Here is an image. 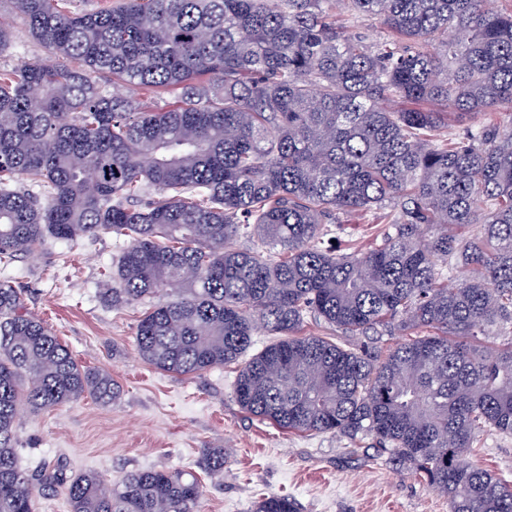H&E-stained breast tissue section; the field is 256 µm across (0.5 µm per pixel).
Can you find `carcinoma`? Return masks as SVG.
Masks as SVG:
<instances>
[{"instance_id":"obj_1","label":"carcinoma","mask_w":512,"mask_h":512,"mask_svg":"<svg viewBox=\"0 0 512 512\" xmlns=\"http://www.w3.org/2000/svg\"><path fill=\"white\" fill-rule=\"evenodd\" d=\"M65 2L11 0L51 60L0 71V265L49 238H123L103 299L147 304L146 363L186 375L239 362L233 394L251 415L369 437L450 512H512V484L471 456L484 432L512 435V9ZM341 5L392 39L346 34ZM102 77L176 104L109 95ZM450 115L481 122L450 137ZM369 213L380 242L336 253L329 225ZM242 236L252 246L234 247ZM454 265L470 276L450 285ZM309 318L345 336L418 334L386 354L373 340L354 350L302 333ZM260 328L278 340L246 360ZM119 395L0 282V512H34L56 487L69 512H197L191 471L132 470L112 486L20 466L22 409ZM197 468L224 473V449ZM254 512L298 507L272 494Z\"/></svg>"}]
</instances>
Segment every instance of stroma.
<instances>
[{
	"label": "stroma",
	"instance_id": "obj_1",
	"mask_svg": "<svg viewBox=\"0 0 512 512\" xmlns=\"http://www.w3.org/2000/svg\"><path fill=\"white\" fill-rule=\"evenodd\" d=\"M12 30L0 69L46 58L10 0L0 22ZM124 247L109 233L50 242L41 254L0 266V281L21 289L26 306L86 367L111 374L120 398L109 406L83 398L50 410L22 411L19 463L33 471L63 466L117 483L133 469L196 470L210 448L224 451V473L201 476L200 512H251L270 493L292 497L300 512H449L448 500L375 449L333 433L288 431L243 410L233 395L234 367L169 374L136 349L144 305L111 308L102 281ZM475 461L512 482V436L483 433Z\"/></svg>",
	"mask_w": 512,
	"mask_h": 512
}]
</instances>
